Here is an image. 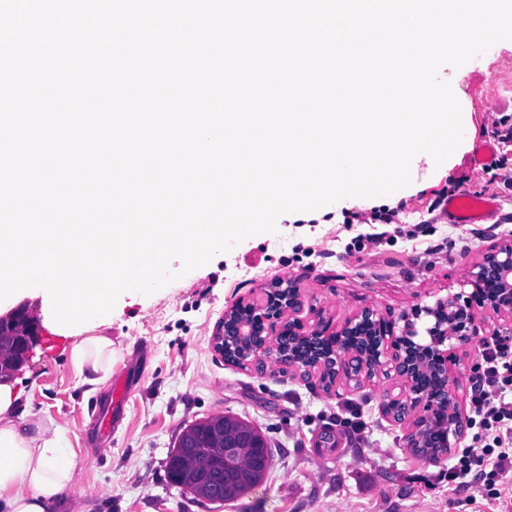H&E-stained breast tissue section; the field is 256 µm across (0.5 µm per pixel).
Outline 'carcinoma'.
I'll use <instances>...</instances> for the list:
<instances>
[{
	"label": "carcinoma",
	"mask_w": 512,
	"mask_h": 512,
	"mask_svg": "<svg viewBox=\"0 0 512 512\" xmlns=\"http://www.w3.org/2000/svg\"><path fill=\"white\" fill-rule=\"evenodd\" d=\"M285 345L308 360L319 356L298 336L286 337ZM417 436L418 447L412 449L415 455L432 460L448 452V442L443 435L420 431ZM190 443L204 448L223 469L222 486L216 489L201 482L194 470L183 462ZM272 461L271 448L257 428L235 415L224 414L198 421L182 432L167 458V472L172 485L201 499L233 503L264 483Z\"/></svg>",
	"instance_id": "obj_1"
}]
</instances>
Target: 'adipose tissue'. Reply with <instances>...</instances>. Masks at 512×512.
Wrapping results in <instances>:
<instances>
[{"instance_id":"obj_1","label":"adipose tissue","mask_w":512,"mask_h":512,"mask_svg":"<svg viewBox=\"0 0 512 512\" xmlns=\"http://www.w3.org/2000/svg\"><path fill=\"white\" fill-rule=\"evenodd\" d=\"M63 430L17 414L0 388V512H50L78 478Z\"/></svg>"}]
</instances>
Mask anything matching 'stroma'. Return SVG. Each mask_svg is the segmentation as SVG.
Instances as JSON below:
<instances>
[{"label": "stroma", "instance_id": "1", "mask_svg": "<svg viewBox=\"0 0 512 512\" xmlns=\"http://www.w3.org/2000/svg\"><path fill=\"white\" fill-rule=\"evenodd\" d=\"M485 76V104L512 105V40L499 42L474 62ZM466 114L468 136L440 175L431 161L416 162L415 182L396 223L348 224L343 215L317 224L289 214L276 232L256 235L244 247L149 295H121L98 334L112 339V371L100 389L84 383L70 362L72 339L48 346L50 329L33 346L8 387L17 412L61 426L76 452L79 482L55 512H238V504L196 499L170 486L166 459L182 430L231 412L265 434L273 465L244 504L253 512H512V470L499 476L502 498L483 487L458 488L442 480L450 461L473 435L465 429L447 456L432 462L405 444L409 422L384 414L382 405L400 385L385 371L361 382H339L323 392L317 376L260 373L226 363L212 335L227 307L257 299L277 280L294 281L304 307L303 329L318 321L340 327L363 309L407 316L428 343L432 317L424 308L463 291L482 252L512 242V179L487 184L470 157L486 143L495 118L475 112L467 75L453 78ZM469 175L466 190L497 193L501 211L489 224H451L432 218L421 191L441 189ZM383 233L381 243L359 245L358 236ZM133 382L124 413L103 442L96 417L110 388Z\"/></svg>", "mask_w": 512, "mask_h": 512}]
</instances>
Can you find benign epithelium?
I'll list each match as a JSON object with an SVG mask.
<instances>
[{"instance_id":"benign-epithelium-1","label":"benign epithelium","mask_w":512,"mask_h":512,"mask_svg":"<svg viewBox=\"0 0 512 512\" xmlns=\"http://www.w3.org/2000/svg\"><path fill=\"white\" fill-rule=\"evenodd\" d=\"M472 292L465 297L460 293L450 294L436 301L424 312L434 318V326L428 329L430 343L420 344L414 341L417 332L412 323L404 321L402 331H397V321L385 317L373 309H364L345 321L336 330L324 322L307 333L301 331L299 322L292 315L300 312L304 300L299 289L290 280H279L264 290L256 301L243 303L238 301L224 311V319L219 321L212 336V345L216 353L224 357V337L249 336L251 356L255 359L260 372L269 370L285 373L290 369L305 367L303 360L284 347L281 337L302 336L308 340L322 339L325 336H348L364 325L372 326L371 335L375 336L370 350L331 351L321 354L312 367L324 369L330 366L338 375L366 374L390 364L395 376L401 382L404 392L390 396L384 405L389 412L390 404L404 406L403 419L415 423L414 429H428L433 426L432 411L442 409L448 412V424L445 433L459 439L464 428V420L455 394L449 387V374L441 367L436 372L440 386L435 390L415 387V378L419 372L431 369V361L445 363L454 360V355L441 349L445 342H452L456 349H471L478 342L480 328L477 311L491 310L496 314L512 315V244L493 247L481 255L473 264L468 277ZM246 307L250 315L251 328L231 319L238 308ZM0 329L4 334V346L0 354L11 360L12 367H18L25 359L32 342L38 335V324L29 308L20 304L0 315Z\"/></svg>"}]
</instances>
